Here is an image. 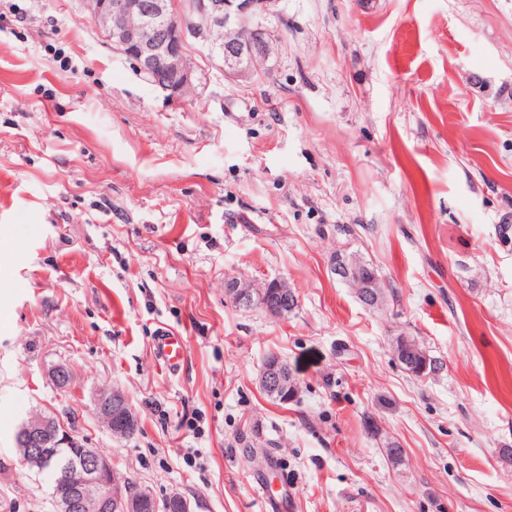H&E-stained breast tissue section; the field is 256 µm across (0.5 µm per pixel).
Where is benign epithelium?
I'll return each instance as SVG.
<instances>
[{
    "mask_svg": "<svg viewBox=\"0 0 512 512\" xmlns=\"http://www.w3.org/2000/svg\"><path fill=\"white\" fill-rule=\"evenodd\" d=\"M82 2L113 49L132 59L141 73L152 76L154 85L170 99L180 98L195 80L194 64L185 49L192 35L202 40L224 65V74L232 77L253 75L257 60L271 54L270 42L255 18L268 11L274 0H194L191 12L197 19L190 23L175 7V0ZM224 28L237 31V38L224 44L210 39L212 31ZM331 272L356 285L357 298L364 305L385 303L382 279L358 259L339 252ZM227 294L239 308L261 306L279 316L298 306L294 290L279 279L263 288L235 280L229 283ZM258 382L264 393L278 399L288 388V377L276 361L266 363ZM94 409L98 421L114 435L127 434L137 426L128 399L119 389L99 393ZM62 433L58 423L45 418L23 425L16 438L17 449L30 467H52L56 448L73 443L70 470L57 480L55 512H158L151 491L121 478L112 458Z\"/></svg>",
    "mask_w": 512,
    "mask_h": 512,
    "instance_id": "benign-epithelium-1",
    "label": "benign epithelium"
}]
</instances>
